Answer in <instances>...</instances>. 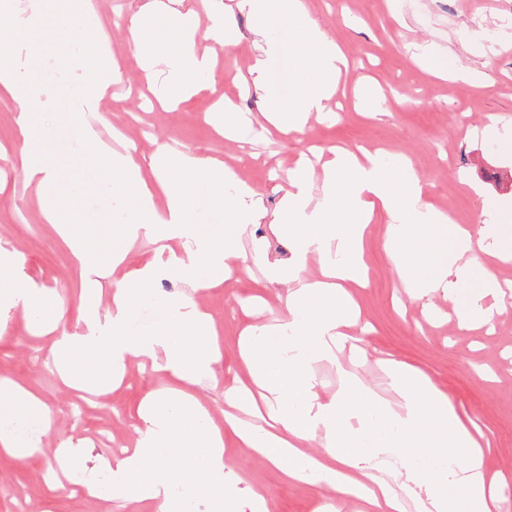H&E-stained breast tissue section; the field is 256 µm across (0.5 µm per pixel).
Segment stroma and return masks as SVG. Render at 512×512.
I'll use <instances>...</instances> for the list:
<instances>
[{"instance_id": "obj_1", "label": "stroma", "mask_w": 512, "mask_h": 512, "mask_svg": "<svg viewBox=\"0 0 512 512\" xmlns=\"http://www.w3.org/2000/svg\"><path fill=\"white\" fill-rule=\"evenodd\" d=\"M305 2L348 59L341 92L331 102L339 117L333 122L310 120L303 132L291 134L254 126L250 154L244 157L238 142L216 135L214 125L223 116L212 112L211 105L215 97L226 95L253 116L261 114L259 96L237 87L254 59L248 16L237 12L231 18L241 40L219 51L214 94L190 98L177 111L166 112L143 106L150 96L146 80L132 62L123 28L116 25L117 18L134 8V0H88V9L99 20L88 36L109 47L118 68L99 113L121 134L98 138L97 148L123 153L132 147L145 159L161 143L187 153L205 148L261 190L271 212L279 208L280 194L269 178L270 169L287 176L300 152L337 144L409 156L427 185V202L474 229L482 213L497 212V202L512 199V155L499 145L502 136L512 137V0ZM426 43L439 48L441 67L477 71V80L436 78L413 57L415 46ZM386 227L382 217L370 225L369 284L353 291L362 321L371 326L364 343L367 359L357 375L381 399L393 401L397 395L376 362L379 353L431 374L454 405L492 435L488 469L512 480V297L504 299L491 332L459 329L441 295H430L425 302L403 301L383 247ZM0 247L16 251L23 273L59 297L64 329L83 327L81 272L50 225L44 224L35 184L10 161H0ZM286 290L285 284L269 282L258 269L200 296L176 277L156 282L155 302L196 296L221 331L227 371L198 388L213 409H223L225 389L243 371L237 358L243 307L260 294L273 313H284L281 297ZM50 346V338L39 336L20 314L0 336V378L34 387L53 411V430L32 457L0 455V512H18L23 505L31 512H134L133 507L111 502L96 506L67 480L50 488L44 471L54 461L57 441L69 436L87 439L97 455L133 447L140 424L137 408L149 393L162 388V381L134 360L122 386L84 402L61 383ZM477 367L490 369L493 380L475 381ZM226 452L243 484L265 490L269 512H358V502L333 498L317 486L283 484L271 465L250 449L230 444Z\"/></svg>"}]
</instances>
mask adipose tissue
<instances>
[{"instance_id":"ef3b65f1","label":"adipose tissue","mask_w":512,"mask_h":512,"mask_svg":"<svg viewBox=\"0 0 512 512\" xmlns=\"http://www.w3.org/2000/svg\"><path fill=\"white\" fill-rule=\"evenodd\" d=\"M182 0H149L126 22L131 56L147 81L163 74L161 105L211 92L218 48L235 44L218 0L207 7L214 46L199 48L195 30L178 9ZM251 19L256 50L249 74L265 102L266 122L283 133L303 131L310 116L329 117L346 61L337 44L304 9L301 0H237ZM93 17L75 0H0V96L17 112L22 143L17 161L37 184L45 223L70 249L82 270H121L113 283L112 308L99 315L88 304L86 330L59 329L62 311L53 292L17 271L14 254L0 250V331L15 313H24L44 332L55 334L51 353L64 385L104 393L119 385L127 363L155 359L154 371L166 389L143 399L134 448L116 458L98 459L82 482L88 499L121 498L146 512H268L256 487H241L225 439L266 459L287 483L305 482L362 503L365 512H402L392 481L424 496L428 512H512L500 474L486 468L488 450L466 424V416L430 375L392 357L382 358L399 409L378 400L354 377L344 389L322 398L312 367L337 360L353 343L357 324L351 287H366V227L387 215L384 248L408 299L443 292L462 328L493 327L494 307L486 295L501 288L497 269L512 264V224L484 221L478 233L455 224L425 202V185L411 159L382 150L333 148L314 184L306 161L288 173L275 217H268L260 192L236 169L197 152L187 155L159 145L148 169L128 153L77 152L92 144L95 129L85 120L106 99L116 76L110 54L85 38ZM49 33L75 43L72 81H43L37 68L22 72L19 61L30 44ZM289 66L275 83L272 62ZM58 108L62 124L47 136L40 119ZM93 160L98 186L119 201L124 218L111 210L85 223L76 200L84 185L86 160ZM224 206V232H196L202 204ZM271 218L288 238L290 257L269 262L264 249L246 254L237 242L252 224ZM146 237L151 254L128 257L114 240ZM319 273L309 276L310 262ZM265 268L270 279L287 284L286 314L248 321L239 337L246 371L224 394L228 407L216 423L210 407L192 392L201 379L223 372V353L212 316L195 301L164 302V318L141 326L138 315L150 300L152 284L177 274L190 288L207 292L248 270ZM52 410L32 388L0 379V455L32 456L51 431ZM32 423V435L10 429ZM320 449L309 452L311 442ZM393 457L391 478L374 474L375 460ZM179 467H171L170 459Z\"/></svg>"}]
</instances>
